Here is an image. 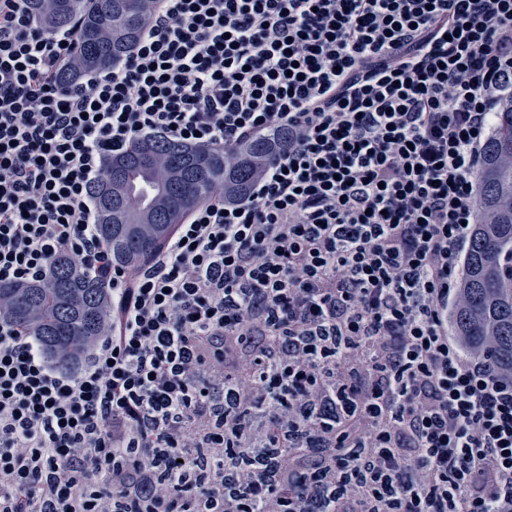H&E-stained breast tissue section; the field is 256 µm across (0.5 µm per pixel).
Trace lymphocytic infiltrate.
I'll return each mask as SVG.
<instances>
[{
	"label": "lymphocytic infiltrate",
	"instance_id": "1",
	"mask_svg": "<svg viewBox=\"0 0 512 512\" xmlns=\"http://www.w3.org/2000/svg\"><path fill=\"white\" fill-rule=\"evenodd\" d=\"M78 32L0 0V284L112 289L73 370L0 322V512H512V376L448 334L512 0H158L64 88ZM274 130L245 198L112 263L108 154Z\"/></svg>",
	"mask_w": 512,
	"mask_h": 512
}]
</instances>
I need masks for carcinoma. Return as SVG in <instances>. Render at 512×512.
Wrapping results in <instances>:
<instances>
[{
    "label": "carcinoma",
    "mask_w": 512,
    "mask_h": 512,
    "mask_svg": "<svg viewBox=\"0 0 512 512\" xmlns=\"http://www.w3.org/2000/svg\"><path fill=\"white\" fill-rule=\"evenodd\" d=\"M47 32L80 27L75 61L59 80L70 86L127 57L156 7L155 0H30ZM288 132L259 136L226 149L172 139H138L109 155L93 189L97 232L112 263L135 267L198 205L213 197L246 195ZM144 148L148 162L118 173L115 165ZM478 221L460 262L459 297L448 311V332L465 355L490 359L512 374V96L497 112L478 177ZM112 317L111 290L66 257L34 282L0 284V319L40 340L47 356L65 367L80 362Z\"/></svg>",
    "instance_id": "obj_1"
}]
</instances>
